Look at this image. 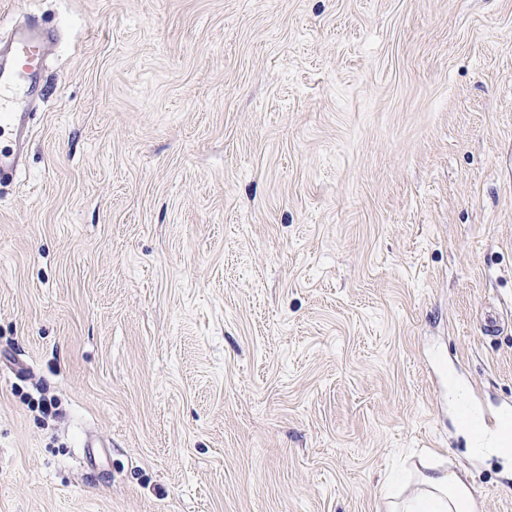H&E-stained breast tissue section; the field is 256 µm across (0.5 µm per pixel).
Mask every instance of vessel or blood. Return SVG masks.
Instances as JSON below:
<instances>
[{
    "mask_svg": "<svg viewBox=\"0 0 512 512\" xmlns=\"http://www.w3.org/2000/svg\"><path fill=\"white\" fill-rule=\"evenodd\" d=\"M49 36L34 26L15 27L7 38L10 57L0 63V177L17 176L30 139V103L37 95L36 79L45 63ZM480 441L512 443L506 426L512 422V407L493 412L479 411L475 418Z\"/></svg>",
    "mask_w": 512,
    "mask_h": 512,
    "instance_id": "obj_1",
    "label": "vessel or blood"
}]
</instances>
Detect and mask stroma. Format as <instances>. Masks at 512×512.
<instances>
[{"instance_id": "35a3bbf8", "label": "stroma", "mask_w": 512, "mask_h": 512, "mask_svg": "<svg viewBox=\"0 0 512 512\" xmlns=\"http://www.w3.org/2000/svg\"><path fill=\"white\" fill-rule=\"evenodd\" d=\"M27 18L0 512H387L425 460L512 512L448 404L512 399V0H0Z\"/></svg>"}]
</instances>
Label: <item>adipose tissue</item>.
<instances>
[{
	"label": "adipose tissue",
	"mask_w": 512,
	"mask_h": 512,
	"mask_svg": "<svg viewBox=\"0 0 512 512\" xmlns=\"http://www.w3.org/2000/svg\"><path fill=\"white\" fill-rule=\"evenodd\" d=\"M409 482L406 476L391 480L386 492L390 512H472L471 488L456 472L436 469L422 475L415 491Z\"/></svg>",
	"instance_id": "adipose-tissue-1"
}]
</instances>
